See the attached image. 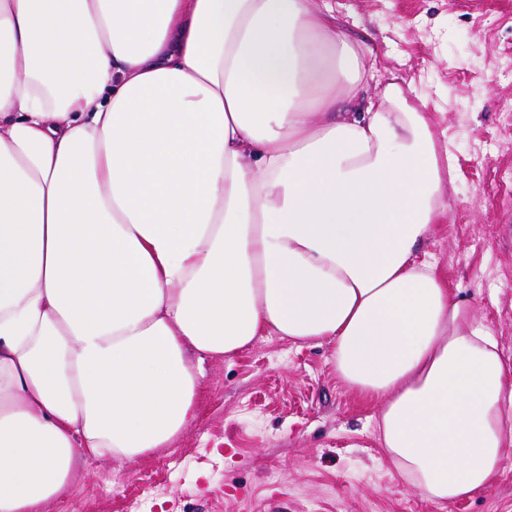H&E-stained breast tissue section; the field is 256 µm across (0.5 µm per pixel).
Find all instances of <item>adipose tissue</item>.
<instances>
[{
	"instance_id": "ef3b65f1",
	"label": "adipose tissue",
	"mask_w": 512,
	"mask_h": 512,
	"mask_svg": "<svg viewBox=\"0 0 512 512\" xmlns=\"http://www.w3.org/2000/svg\"><path fill=\"white\" fill-rule=\"evenodd\" d=\"M315 0H0V512L198 412L200 363L333 345L429 502L512 450V353L418 250L451 152Z\"/></svg>"
}]
</instances>
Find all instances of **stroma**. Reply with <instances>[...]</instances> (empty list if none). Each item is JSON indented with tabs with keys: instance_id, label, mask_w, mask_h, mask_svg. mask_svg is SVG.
<instances>
[{
	"instance_id": "stroma-1",
	"label": "stroma",
	"mask_w": 512,
	"mask_h": 512,
	"mask_svg": "<svg viewBox=\"0 0 512 512\" xmlns=\"http://www.w3.org/2000/svg\"><path fill=\"white\" fill-rule=\"evenodd\" d=\"M329 2L432 114L454 170L419 255L512 349V0ZM199 405L170 447L80 459L46 512H512V457L490 491L445 508L411 490L374 436V405L338 381L329 342L262 336L205 360Z\"/></svg>"
}]
</instances>
